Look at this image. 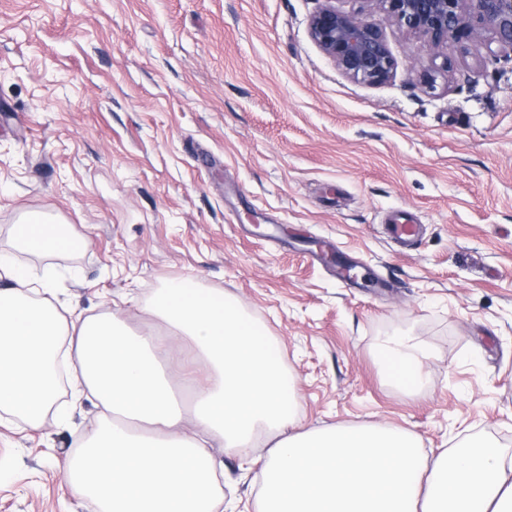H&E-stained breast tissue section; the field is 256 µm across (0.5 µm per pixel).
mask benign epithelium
<instances>
[{
  "label": "benign epithelium",
  "mask_w": 512,
  "mask_h": 512,
  "mask_svg": "<svg viewBox=\"0 0 512 512\" xmlns=\"http://www.w3.org/2000/svg\"><path fill=\"white\" fill-rule=\"evenodd\" d=\"M323 0L310 16L308 34L317 49L347 78L380 85L395 74L398 61L384 21L395 23L432 60L448 71V43L486 36L497 46L493 58L512 57V0H354L345 11Z\"/></svg>",
  "instance_id": "7a95c632"
}]
</instances>
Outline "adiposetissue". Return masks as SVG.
<instances>
[{
    "mask_svg": "<svg viewBox=\"0 0 512 512\" xmlns=\"http://www.w3.org/2000/svg\"><path fill=\"white\" fill-rule=\"evenodd\" d=\"M69 239L35 215L12 226L14 244L30 253L66 251ZM0 272L10 280L0 289V414L33 429L51 416L65 426L72 405L91 401L99 425L79 438L65 477L100 512H223L209 446L235 451L248 466L262 430L275 442L254 512H512V455L493 440L431 459L412 433L382 425L288 434L297 415L293 379L261 327L223 292L190 280L159 287L146 312L171 328L162 343L109 308L67 318L50 284L1 251ZM186 345L208 372L188 410L157 367ZM378 357L400 388L422 384L424 357L406 339Z\"/></svg>",
    "mask_w": 512,
    "mask_h": 512,
    "instance_id": "adipose-tissue-1",
    "label": "adipose tissue"
}]
</instances>
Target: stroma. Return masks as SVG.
<instances>
[{
    "label": "stroma",
    "mask_w": 512,
    "mask_h": 512,
    "mask_svg": "<svg viewBox=\"0 0 512 512\" xmlns=\"http://www.w3.org/2000/svg\"><path fill=\"white\" fill-rule=\"evenodd\" d=\"M319 0H0V250L51 274L73 314L118 303L128 326L172 280L234 296L296 380V431L383 424L428 457L486 438L512 454V57L426 50L388 24L399 66L353 81L308 35ZM413 212L404 246L387 217ZM40 213L66 252L13 249ZM322 243L344 279L313 258ZM404 337L426 379L397 388L377 359ZM160 368L205 383L191 349ZM73 427L0 423V512H97L63 478ZM225 505L256 470L213 448Z\"/></svg>",
    "instance_id": "1"
}]
</instances>
